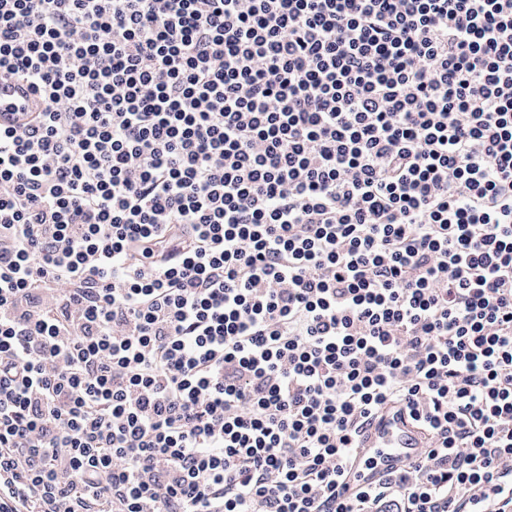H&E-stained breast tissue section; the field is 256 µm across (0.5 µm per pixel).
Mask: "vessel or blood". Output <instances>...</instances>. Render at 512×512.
<instances>
[{"mask_svg": "<svg viewBox=\"0 0 512 512\" xmlns=\"http://www.w3.org/2000/svg\"><path fill=\"white\" fill-rule=\"evenodd\" d=\"M43 109L40 97L28 85L0 80V128L24 125ZM427 442V432L411 419L403 405H382L360 436L361 452L350 487L370 483L381 472L412 463L422 455Z\"/></svg>", "mask_w": 512, "mask_h": 512, "instance_id": "b4317fda", "label": "vessel or blood"}]
</instances>
